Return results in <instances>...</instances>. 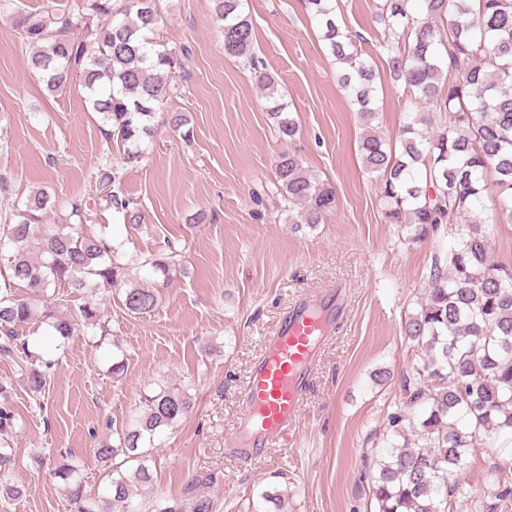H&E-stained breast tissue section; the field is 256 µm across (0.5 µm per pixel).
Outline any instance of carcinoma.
Here are the masks:
<instances>
[{"label":"carcinoma","mask_w":512,"mask_h":512,"mask_svg":"<svg viewBox=\"0 0 512 512\" xmlns=\"http://www.w3.org/2000/svg\"><path fill=\"white\" fill-rule=\"evenodd\" d=\"M306 2L338 64L337 85L363 121L359 150L379 185L385 222L410 228L415 241H441L461 228L444 257L435 258L425 301L404 324L419 360L402 385L403 409L425 406L416 438L406 436V415L390 414L385 446L373 449L369 476L377 512H454L448 478L464 469L466 449L512 435V267L489 261L491 227L499 215L512 213V0H381L375 14L381 54L410 102L394 147L373 125L379 71L336 24V0ZM213 12L224 54L248 64L275 134L294 144L298 124L277 78L254 54V26L243 0H213ZM158 23L156 0H73L20 11L14 21L29 47L28 69L46 89L59 92L78 80L100 115L103 138L137 147L154 136L157 114L187 54L157 37ZM162 120L190 138L183 113H164ZM99 186L109 208L139 226L142 213L120 192L115 174L104 170ZM265 197L288 212L291 224H320L337 205L335 188L314 177L292 149L277 155L274 180L256 200ZM57 208L49 192L36 191L0 225V254L8 253L0 271V357L25 355L26 385L35 397L45 392L58 359L31 351L28 336L44 330L64 340L81 335L100 347L113 333L95 302L72 313L50 288L85 290L92 297L121 288L125 309L145 314L156 307L158 291L132 282V272L148 267L168 282L180 269L173 247L128 258L109 233H84L89 208L82 199L67 203L62 223H43ZM19 287L30 297H18ZM23 328L28 335L21 338ZM12 393V382L1 379L0 498L15 501L27 488L11 480L9 439L19 427ZM192 406L183 386L143 394L133 423L112 429V442L94 449L110 480L105 495L85 490L79 461L55 467L77 512H215L206 497L132 500V486L153 485L148 461L155 438ZM488 495L494 498L489 512H512V480L494 481Z\"/></svg>","instance_id":"carcinoma-1"}]
</instances>
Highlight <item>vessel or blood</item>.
<instances>
[{
  "label": "vessel or blood",
  "instance_id": "b4317fda",
  "mask_svg": "<svg viewBox=\"0 0 512 512\" xmlns=\"http://www.w3.org/2000/svg\"><path fill=\"white\" fill-rule=\"evenodd\" d=\"M340 290L296 302L267 339L265 353L250 367L233 453L262 460L292 429L313 381L321 344L335 332L343 310Z\"/></svg>",
  "mask_w": 512,
  "mask_h": 512
}]
</instances>
